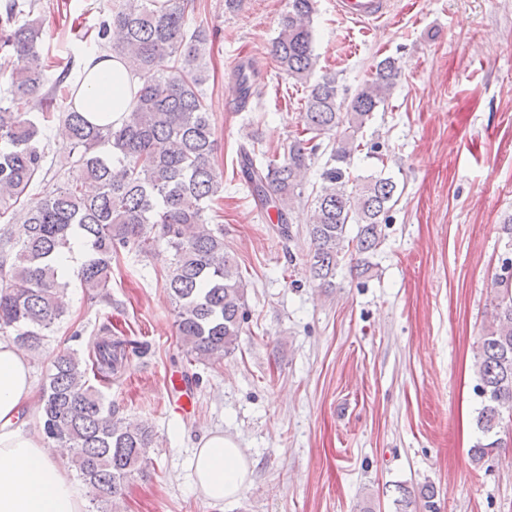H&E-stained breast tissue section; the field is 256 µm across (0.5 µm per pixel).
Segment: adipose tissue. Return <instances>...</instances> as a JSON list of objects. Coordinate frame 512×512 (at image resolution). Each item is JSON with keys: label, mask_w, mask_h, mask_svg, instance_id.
Masks as SVG:
<instances>
[{"label": "adipose tissue", "mask_w": 512, "mask_h": 512, "mask_svg": "<svg viewBox=\"0 0 512 512\" xmlns=\"http://www.w3.org/2000/svg\"><path fill=\"white\" fill-rule=\"evenodd\" d=\"M79 94L86 112L117 120L144 82L115 58L88 57ZM195 481L212 501L239 495L248 469L236 444L214 433L192 461ZM86 491L60 465L44 439L40 398L31 359L11 338L0 337V512H86Z\"/></svg>", "instance_id": "ef3b65f1"}]
</instances>
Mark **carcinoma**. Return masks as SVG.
I'll use <instances>...</instances> for the list:
<instances>
[{
  "instance_id": "carcinoma-1",
  "label": "carcinoma",
  "mask_w": 512,
  "mask_h": 512,
  "mask_svg": "<svg viewBox=\"0 0 512 512\" xmlns=\"http://www.w3.org/2000/svg\"><path fill=\"white\" fill-rule=\"evenodd\" d=\"M36 0L0 4V217L21 207L23 219L0 227V335L38 351L47 334L64 322L57 298L70 280L57 274L58 254L76 233L87 246L76 277L105 302L112 261L123 253L149 257L160 244L170 253L163 287L175 304L176 327L188 363L232 353L246 320L245 288L238 263L224 246L221 219L224 175L216 156L218 140L203 86L209 79L210 31L195 21L196 0H112L98 24L97 49L148 76L121 122L95 123L75 105H56L55 89L44 90L50 65L43 52ZM315 0H288L270 54L276 68L308 89L303 132L284 159L259 148L255 135L241 144L238 160L251 196L276 212L278 235L291 238L290 211L303 201L302 174L329 138L330 152L319 189L311 198L308 227L312 248L306 263L314 280L328 282L358 255L355 274L373 268L385 237L389 212L397 203L390 177L351 174L363 147V128L398 85L397 59L380 60L371 76L351 91L336 74L311 79L317 63L312 43ZM74 61L57 77L65 96ZM240 110L258 95L255 72L244 63L231 71ZM58 119L66 130L71 168L45 180L49 139L46 123ZM92 182L97 190L85 192ZM41 190L31 195L33 184ZM356 226V233L350 226ZM491 321L474 356L482 408L477 427L485 441L470 449L479 465L501 447L500 434L512 424V259L494 275ZM149 344L98 328L85 360L76 351L55 354L41 389L46 437L65 448L77 476L89 488L96 512H112L128 480L145 472L153 433L145 423L126 425L91 378L110 380ZM432 485L415 493L399 488L396 512H439Z\"/></svg>"
}]
</instances>
